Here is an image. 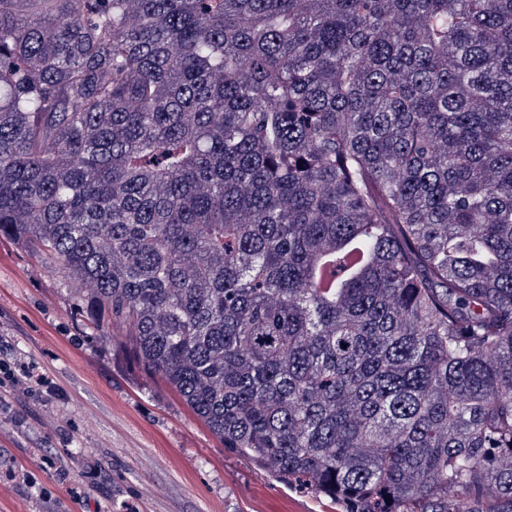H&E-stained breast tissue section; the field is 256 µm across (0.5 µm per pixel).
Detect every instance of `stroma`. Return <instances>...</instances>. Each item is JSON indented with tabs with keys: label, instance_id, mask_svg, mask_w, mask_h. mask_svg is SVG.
I'll return each instance as SVG.
<instances>
[{
	"label": "stroma",
	"instance_id": "obj_1",
	"mask_svg": "<svg viewBox=\"0 0 512 512\" xmlns=\"http://www.w3.org/2000/svg\"><path fill=\"white\" fill-rule=\"evenodd\" d=\"M78 304L0 237V357L17 377L0 385V512H343L225 449L126 347L95 339Z\"/></svg>",
	"mask_w": 512,
	"mask_h": 512
}]
</instances>
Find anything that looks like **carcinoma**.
<instances>
[{
	"label": "carcinoma",
	"instance_id": "obj_1",
	"mask_svg": "<svg viewBox=\"0 0 512 512\" xmlns=\"http://www.w3.org/2000/svg\"><path fill=\"white\" fill-rule=\"evenodd\" d=\"M0 235L284 481L512 512V0H0Z\"/></svg>",
	"mask_w": 512,
	"mask_h": 512
}]
</instances>
